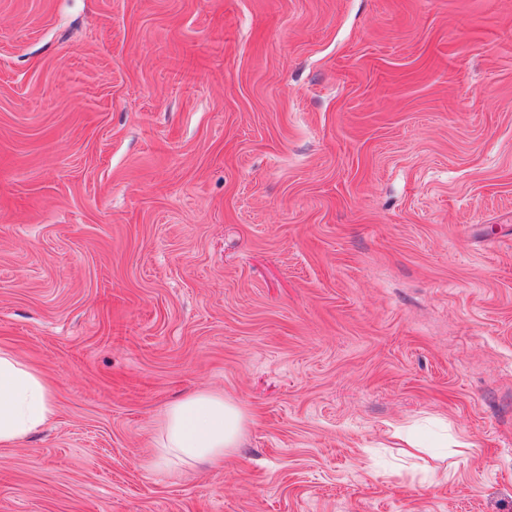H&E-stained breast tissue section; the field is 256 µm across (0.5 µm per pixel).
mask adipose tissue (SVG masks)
Wrapping results in <instances>:
<instances>
[{
  "label": "adipose tissue",
  "mask_w": 512,
  "mask_h": 512,
  "mask_svg": "<svg viewBox=\"0 0 512 512\" xmlns=\"http://www.w3.org/2000/svg\"><path fill=\"white\" fill-rule=\"evenodd\" d=\"M54 414L45 379L12 352L0 349V446H12ZM246 411L223 394L202 390L168 406L148 464L164 473L180 466L220 462L248 433Z\"/></svg>",
  "instance_id": "obj_1"
}]
</instances>
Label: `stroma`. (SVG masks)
<instances>
[{
	"mask_svg": "<svg viewBox=\"0 0 512 512\" xmlns=\"http://www.w3.org/2000/svg\"><path fill=\"white\" fill-rule=\"evenodd\" d=\"M0 348V512H512V0H0ZM54 414L45 379L12 352L0 349V446H13ZM249 417L224 394L202 390L168 406L159 420L151 468L171 473L179 466L224 461L248 433Z\"/></svg>",
	"mask_w": 512,
	"mask_h": 512,
	"instance_id": "35a3bbf8",
	"label": "stroma"
}]
</instances>
